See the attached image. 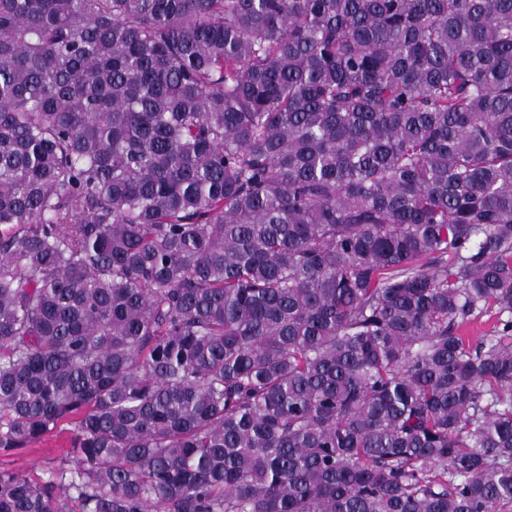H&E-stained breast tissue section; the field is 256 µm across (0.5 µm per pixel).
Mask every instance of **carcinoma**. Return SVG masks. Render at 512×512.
<instances>
[{"label":"carcinoma","mask_w":512,"mask_h":512,"mask_svg":"<svg viewBox=\"0 0 512 512\" xmlns=\"http://www.w3.org/2000/svg\"><path fill=\"white\" fill-rule=\"evenodd\" d=\"M65 419L0 512L512 503V0H0V450ZM506 320V315L500 316L496 307H489L482 313H475L460 326L461 335L471 341L477 340L480 336L492 333L502 328L499 319ZM71 422L60 423L31 447L5 453L0 451V471L20 473L41 482L47 480L53 470L73 468L70 441L74 424Z\"/></svg>","instance_id":"1"}]
</instances>
